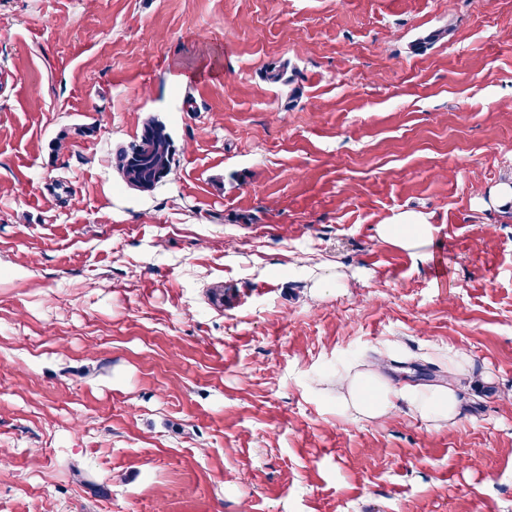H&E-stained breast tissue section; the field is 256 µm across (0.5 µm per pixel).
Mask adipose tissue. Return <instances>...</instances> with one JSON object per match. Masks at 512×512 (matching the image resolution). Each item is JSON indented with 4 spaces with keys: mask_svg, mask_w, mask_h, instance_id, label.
<instances>
[{
    "mask_svg": "<svg viewBox=\"0 0 512 512\" xmlns=\"http://www.w3.org/2000/svg\"><path fill=\"white\" fill-rule=\"evenodd\" d=\"M433 231L426 218L414 212L399 214L377 228L378 238L391 246L427 259V246ZM458 382L428 387L395 386L379 366L365 372L346 374L337 381L338 414L353 421L381 419L406 404L412 412L435 421H455L461 413Z\"/></svg>",
    "mask_w": 512,
    "mask_h": 512,
    "instance_id": "obj_1",
    "label": "adipose tissue"
}]
</instances>
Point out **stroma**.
Segmentation results:
<instances>
[{"mask_svg":"<svg viewBox=\"0 0 512 512\" xmlns=\"http://www.w3.org/2000/svg\"><path fill=\"white\" fill-rule=\"evenodd\" d=\"M505 184L512 0H0V512H512ZM380 357L460 416L339 415ZM143 140L149 147L140 151ZM174 155L171 135L164 124L153 120L145 122L139 135L115 154L112 163L125 182L142 187L143 192H153L171 174ZM433 226L426 218L414 212L401 213L388 224L378 225V238L391 246L410 252L426 260V248L432 235Z\"/></svg>","mask_w":512,"mask_h":512,"instance_id":"35a3bbf8","label":"stroma"}]
</instances>
